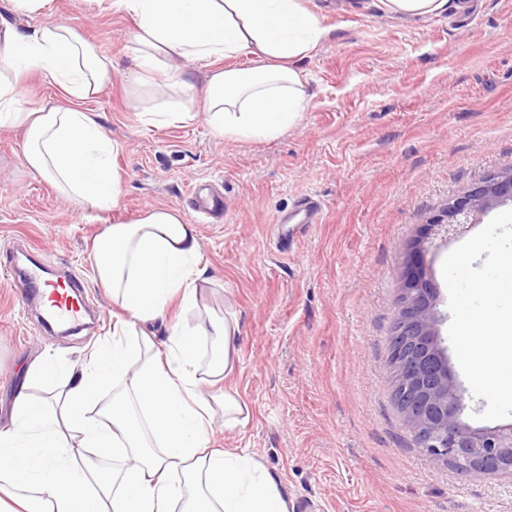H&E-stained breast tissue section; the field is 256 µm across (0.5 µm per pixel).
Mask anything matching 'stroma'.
Instances as JSON below:
<instances>
[{
	"label": "stroma",
	"mask_w": 512,
	"mask_h": 512,
	"mask_svg": "<svg viewBox=\"0 0 512 512\" xmlns=\"http://www.w3.org/2000/svg\"><path fill=\"white\" fill-rule=\"evenodd\" d=\"M328 35L296 62L306 107L268 141H230L204 119L156 129L139 114L125 52L129 16L91 0H53L20 29L65 20L119 62L87 104L121 144L117 209L89 213L28 170L20 128H0V426L20 371L48 353L72 365L112 333V296L94 276L102 225L170 206L196 225L206 281L191 324L235 311L240 362L230 380L248 410L217 427L220 448L257 456L293 512H512V474L463 475L418 448L392 401L386 357L407 248L448 197L512 168V0H448L412 20L373 0H310ZM224 191V221L185 200L195 182ZM323 204L292 256L275 247L278 214ZM29 251L78 275L105 313L81 332L45 331L11 281Z\"/></svg>",
	"instance_id": "35a3bbf8"
}]
</instances>
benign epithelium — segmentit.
<instances>
[{"mask_svg":"<svg viewBox=\"0 0 512 512\" xmlns=\"http://www.w3.org/2000/svg\"><path fill=\"white\" fill-rule=\"evenodd\" d=\"M512 204V168L490 173L451 196L422 226L403 262L400 302L389 345L402 386L394 402L416 444L461 474L512 473V423L473 429L462 421L464 393L451 373L441 337L439 289L425 262L436 240L466 235L495 208Z\"/></svg>","mask_w":512,"mask_h":512,"instance_id":"7a95c632","label":"benign epithelium"}]
</instances>
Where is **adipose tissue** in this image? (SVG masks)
Instances as JSON below:
<instances>
[{
    "label": "adipose tissue",
    "mask_w": 512,
    "mask_h": 512,
    "mask_svg": "<svg viewBox=\"0 0 512 512\" xmlns=\"http://www.w3.org/2000/svg\"><path fill=\"white\" fill-rule=\"evenodd\" d=\"M131 17L127 53L134 81L157 84L177 105L143 112L161 128L204 118L233 140H268L293 127L305 109L293 63L327 34L306 0H95ZM252 60L249 68L235 66ZM211 72L196 88L185 65ZM111 58L64 21L26 32L0 15V127L26 133L30 172L85 210L117 208L120 179L111 164L120 146L86 104L112 81ZM40 73L60 99L32 105L21 83ZM98 282L117 310L111 340L79 369L47 356L22 373L9 425L0 427V492L9 512H290L276 478L254 457L213 445L216 416L236 426L244 405L228 385L239 356L232 310L189 325L172 308L196 306L201 246L194 225L168 206L103 225L91 246ZM169 324L157 344L146 326ZM210 340V358L199 353ZM224 383L222 395L212 386ZM53 389L37 402L31 386ZM112 459L103 475L96 458Z\"/></svg>",
    "instance_id": "adipose-tissue-1"
}]
</instances>
